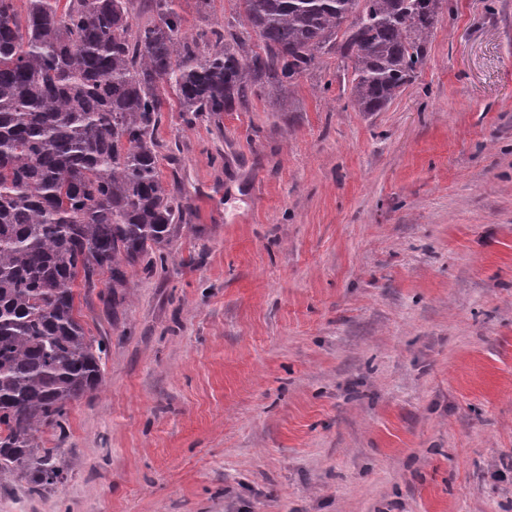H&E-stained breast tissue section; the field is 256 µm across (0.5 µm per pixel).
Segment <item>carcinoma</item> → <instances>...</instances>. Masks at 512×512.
I'll use <instances>...</instances> for the list:
<instances>
[{
	"label": "carcinoma",
	"mask_w": 512,
	"mask_h": 512,
	"mask_svg": "<svg viewBox=\"0 0 512 512\" xmlns=\"http://www.w3.org/2000/svg\"><path fill=\"white\" fill-rule=\"evenodd\" d=\"M60 2L0 0V478L38 495L65 479L38 434L103 382L108 339L86 336L76 289L117 302L181 228L159 168L171 97L189 124L218 119L334 57L346 105L383 112L424 67L445 0H236L246 27L191 34L179 0Z\"/></svg>",
	"instance_id": "1"
}]
</instances>
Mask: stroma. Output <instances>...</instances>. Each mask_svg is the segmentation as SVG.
I'll return each mask as SVG.
<instances>
[{"label":"stroma","instance_id":"stroma-1","mask_svg":"<svg viewBox=\"0 0 512 512\" xmlns=\"http://www.w3.org/2000/svg\"><path fill=\"white\" fill-rule=\"evenodd\" d=\"M324 64L165 113L184 224L122 305L81 304L105 381L37 440L65 480L6 477L0 512H512V0H446L386 111Z\"/></svg>","mask_w":512,"mask_h":512}]
</instances>
